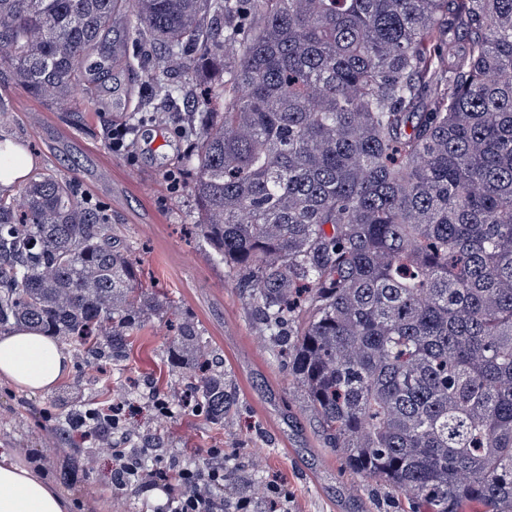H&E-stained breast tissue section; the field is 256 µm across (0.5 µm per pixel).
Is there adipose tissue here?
<instances>
[{
    "mask_svg": "<svg viewBox=\"0 0 512 512\" xmlns=\"http://www.w3.org/2000/svg\"><path fill=\"white\" fill-rule=\"evenodd\" d=\"M35 158L0 136V192L11 193L30 173ZM71 357L36 327L0 333V379L27 393H47L69 373ZM72 501L35 466L18 463L16 451L0 448V512H70Z\"/></svg>",
    "mask_w": 512,
    "mask_h": 512,
    "instance_id": "1",
    "label": "adipose tissue"
}]
</instances>
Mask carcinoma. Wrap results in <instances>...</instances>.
I'll return each instance as SVG.
<instances>
[{"label":"carcinoma","mask_w":512,"mask_h":512,"mask_svg":"<svg viewBox=\"0 0 512 512\" xmlns=\"http://www.w3.org/2000/svg\"><path fill=\"white\" fill-rule=\"evenodd\" d=\"M130 17L158 120L187 117L197 229L347 467L412 512H512V0H0V84L59 109ZM188 77L182 85L174 76ZM169 305L46 169L0 197V330L125 359ZM197 405L236 396L197 325Z\"/></svg>","instance_id":"obj_1"}]
</instances>
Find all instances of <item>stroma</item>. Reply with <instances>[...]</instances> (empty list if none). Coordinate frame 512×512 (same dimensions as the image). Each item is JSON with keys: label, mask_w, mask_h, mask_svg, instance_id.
Segmentation results:
<instances>
[{"label": "stroma", "mask_w": 512, "mask_h": 512, "mask_svg": "<svg viewBox=\"0 0 512 512\" xmlns=\"http://www.w3.org/2000/svg\"><path fill=\"white\" fill-rule=\"evenodd\" d=\"M149 93L138 73L119 66L70 112L16 85L0 86L9 109L0 131L34 151L41 168L76 178L79 194L105 209L115 233L135 249L146 276L171 303L166 320L133 331L124 361L72 355L67 377L43 394L0 380V448L16 449L18 462L40 463L70 495L73 512H167L163 488L116 487L112 457L99 452L96 436L71 433L72 414L114 400L124 404L125 424L133 429L128 447L145 449L147 459L201 469L209 449L220 448L227 484L243 491L251 481H278L293 493L288 512H403L396 496L350 472L327 447L284 359L260 344L259 325L235 277L189 230L182 122L158 123L143 114L129 150H113V125L127 122ZM182 316L198 325L214 367L236 393L227 425L189 405L155 419L154 395L180 382L167 323Z\"/></svg>", "instance_id": "1"}]
</instances>
